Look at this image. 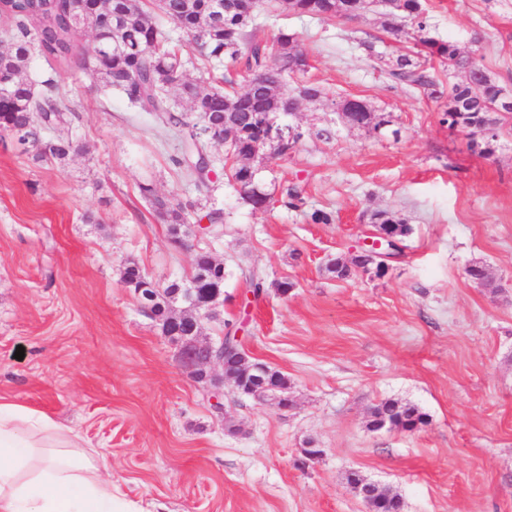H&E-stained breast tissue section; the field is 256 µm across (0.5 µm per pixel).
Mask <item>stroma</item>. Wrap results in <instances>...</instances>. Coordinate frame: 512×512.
I'll return each mask as SVG.
<instances>
[{"mask_svg": "<svg viewBox=\"0 0 512 512\" xmlns=\"http://www.w3.org/2000/svg\"><path fill=\"white\" fill-rule=\"evenodd\" d=\"M429 34L475 51L512 89V0H424ZM380 16L320 22L259 11L255 40L296 33L310 67L284 90L319 85L286 122L303 131L288 156L263 152L270 204L245 203L224 173L225 150L198 190L172 162L176 130L155 126L122 93L91 79L82 58L33 60L35 91L53 78L79 147L63 163L0 131V397L43 411L107 457L112 479L162 512H365L348 486L354 468L397 491L404 512H512V114L499 113L493 155L448 129L437 102L374 69L359 40ZM203 90L216 83L192 39L163 21ZM367 101L390 126H345L332 103ZM330 129L331 138L319 132ZM185 204L189 245L176 242L140 192ZM291 184L305 204L282 205ZM221 232H198L208 211ZM323 210L329 224L311 223ZM411 228L381 278L339 279L371 234L370 213ZM224 265V304L201 339L241 336L253 359L284 373L294 408L257 401L176 361L172 342L121 279L136 263L156 287L188 281L197 250ZM484 266L483 287L467 277ZM266 280L248 292L243 272ZM292 282L288 296L277 281ZM23 359H16V350ZM385 399L418 405L429 422L398 433L368 427ZM324 448L308 461L306 442Z\"/></svg>", "mask_w": 512, "mask_h": 512, "instance_id": "1", "label": "stroma"}]
</instances>
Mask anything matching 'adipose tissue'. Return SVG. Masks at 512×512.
I'll return each mask as SVG.
<instances>
[{
  "instance_id": "obj_1",
  "label": "adipose tissue",
  "mask_w": 512,
  "mask_h": 512,
  "mask_svg": "<svg viewBox=\"0 0 512 512\" xmlns=\"http://www.w3.org/2000/svg\"><path fill=\"white\" fill-rule=\"evenodd\" d=\"M107 470L50 416L0 398V512H149Z\"/></svg>"
}]
</instances>
